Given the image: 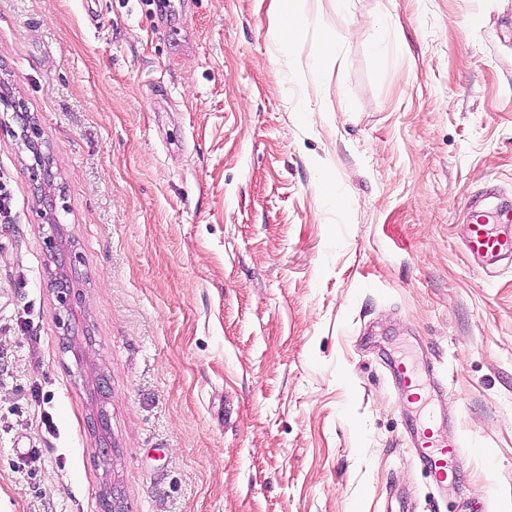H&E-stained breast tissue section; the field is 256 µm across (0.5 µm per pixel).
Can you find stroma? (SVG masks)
<instances>
[{"mask_svg":"<svg viewBox=\"0 0 512 512\" xmlns=\"http://www.w3.org/2000/svg\"><path fill=\"white\" fill-rule=\"evenodd\" d=\"M297 9L323 24L281 48L273 0H0V88L61 186L125 512H512V263L459 238L471 196L512 201V0ZM0 175V512H101L9 124ZM392 358L442 387L454 486L408 451ZM336 55V39L322 33L320 40L315 44L311 56V69L320 72Z\"/></svg>","mask_w":512,"mask_h":512,"instance_id":"obj_1","label":"stroma"}]
</instances>
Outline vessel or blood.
<instances>
[{"mask_svg":"<svg viewBox=\"0 0 512 512\" xmlns=\"http://www.w3.org/2000/svg\"><path fill=\"white\" fill-rule=\"evenodd\" d=\"M468 222L464 226V243L475 262L512 260V208L486 205L484 196L472 197L467 205ZM404 429L416 458L437 486L444 487L460 475L459 444L449 439L446 426L432 413H416L406 420Z\"/></svg>","mask_w":512,"mask_h":512,"instance_id":"1","label":"vessel or blood"}]
</instances>
